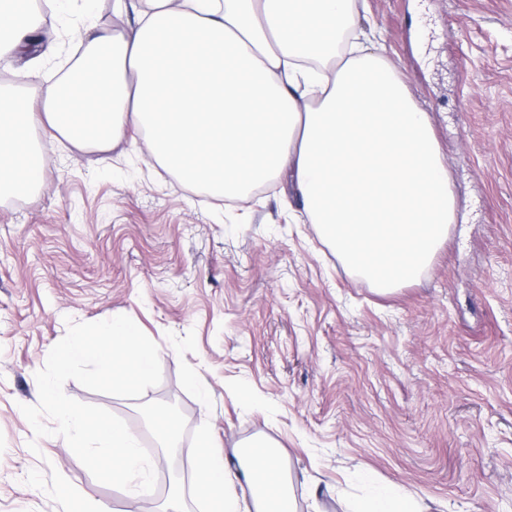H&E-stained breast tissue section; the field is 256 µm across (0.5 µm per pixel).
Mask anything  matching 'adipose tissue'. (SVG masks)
Wrapping results in <instances>:
<instances>
[{
	"instance_id": "ef3b65f1",
	"label": "adipose tissue",
	"mask_w": 512,
	"mask_h": 512,
	"mask_svg": "<svg viewBox=\"0 0 512 512\" xmlns=\"http://www.w3.org/2000/svg\"><path fill=\"white\" fill-rule=\"evenodd\" d=\"M133 32L97 29L82 0L73 35L105 49L91 81L62 77L29 96L0 86V193L34 189L47 143L137 150L179 180L245 198L287 178L347 271L381 294L420 280L447 241L455 194L432 118L382 56L348 41L352 0H144ZM31 0H0V56L43 24ZM196 490L210 512H295L273 446L238 469L202 438ZM252 502L236 493L239 481ZM351 512H419L415 497L363 472Z\"/></svg>"
}]
</instances>
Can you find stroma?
Listing matches in <instances>:
<instances>
[{
  "label": "stroma",
  "mask_w": 512,
  "mask_h": 512,
  "mask_svg": "<svg viewBox=\"0 0 512 512\" xmlns=\"http://www.w3.org/2000/svg\"><path fill=\"white\" fill-rule=\"evenodd\" d=\"M370 49L432 117L455 222L430 269L390 295L350 275L277 180L238 203L182 185L129 145L55 143L23 202L0 197V512H207L193 450L276 446L297 512H347L372 471L422 512H512V0H355ZM52 16L42 56L0 76L40 89L75 68ZM133 319L162 379L128 399L67 381L123 419L154 461L150 499L94 479L20 411L68 321ZM194 370L208 388L186 383ZM176 400L170 447L146 421ZM37 450H30L29 441ZM73 496L64 498L61 486Z\"/></svg>",
  "instance_id": "35a3bbf8"
}]
</instances>
